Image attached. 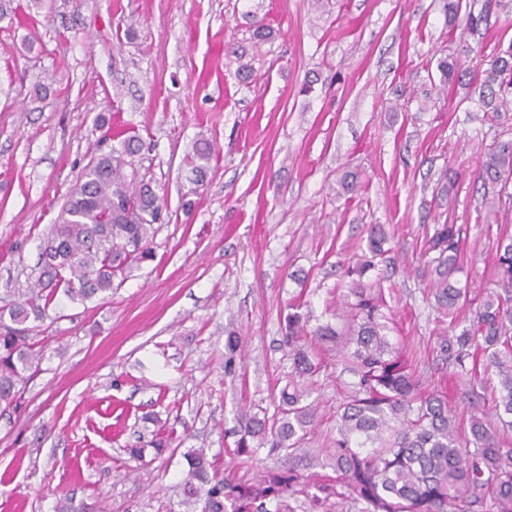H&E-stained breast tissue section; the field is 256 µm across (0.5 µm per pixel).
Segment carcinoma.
Instances as JSON below:
<instances>
[{"instance_id":"1","label":"carcinoma","mask_w":512,"mask_h":512,"mask_svg":"<svg viewBox=\"0 0 512 512\" xmlns=\"http://www.w3.org/2000/svg\"><path fill=\"white\" fill-rule=\"evenodd\" d=\"M479 13L448 0V27L474 32L488 22ZM444 80L467 76L458 57L438 64ZM478 104L487 112L512 107V41L481 71ZM136 135L91 159L69 193L58 222L42 248L33 285L0 306V416L17 409L45 347L21 328L29 317L44 320L63 301L91 300L112 292L114 280L151 256L150 244L162 205L152 181L141 172ZM214 155L207 141L195 144L185 162L196 180L204 178ZM479 178L497 207L512 209V140L496 144ZM383 226L368 229L366 252L347 267L338 285L336 322L316 323L303 303L289 304L283 346L291 361L288 382L271 415L241 412L234 453L288 457L255 478H220L203 448L187 452L181 484L185 500L200 512H294L290 501L305 497L309 512H327L331 500L354 512H512V447L500 433L512 429V240L500 247L495 265L498 291H482L453 276L460 272L459 231L444 224L432 241L439 250L436 299L448 315V333L431 350L451 368L455 386L478 382L479 366L494 369V420L472 413L468 420L448 396L424 386L416 358L389 336L387 303L378 261L391 251ZM476 304L472 323L459 328L458 311ZM336 351L340 374H348L336 407L329 447L303 444L315 419L311 390L327 371L325 355ZM319 467L324 474L305 476ZM54 512H94V505L67 494Z\"/></svg>"}]
</instances>
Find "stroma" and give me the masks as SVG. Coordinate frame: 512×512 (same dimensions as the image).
<instances>
[{"instance_id": "stroma-1", "label": "stroma", "mask_w": 512, "mask_h": 512, "mask_svg": "<svg viewBox=\"0 0 512 512\" xmlns=\"http://www.w3.org/2000/svg\"><path fill=\"white\" fill-rule=\"evenodd\" d=\"M448 0H45L0 20V298L23 288L68 192L114 133L138 135L164 220L152 256L106 298L28 321L46 348L11 417L0 418V512H53L71 494L98 512H199L181 504L185 452L218 475L280 465L235 456L241 407L272 409L288 379L280 345L295 297L336 309V284L383 225L391 337L422 352L448 329L431 242L460 231L462 278L491 284L512 211L477 179L512 112L441 87V58L467 65L512 42V0L459 40ZM270 35L255 43L253 30ZM215 145L203 182L184 158ZM244 341L224 372L228 330ZM310 398L324 448L336 383ZM172 431L156 451L154 431ZM145 441L144 465L127 449Z\"/></svg>"}]
</instances>
